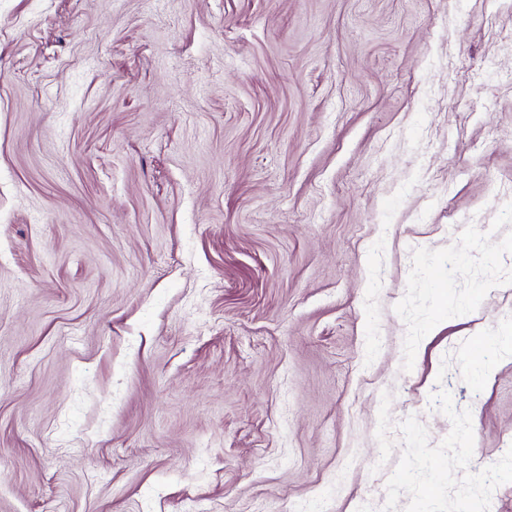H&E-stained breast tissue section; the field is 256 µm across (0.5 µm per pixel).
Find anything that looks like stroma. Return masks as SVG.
I'll return each instance as SVG.
<instances>
[{"label": "stroma", "instance_id": "obj_1", "mask_svg": "<svg viewBox=\"0 0 512 512\" xmlns=\"http://www.w3.org/2000/svg\"><path fill=\"white\" fill-rule=\"evenodd\" d=\"M512 0H0V512H512Z\"/></svg>", "mask_w": 512, "mask_h": 512}]
</instances>
